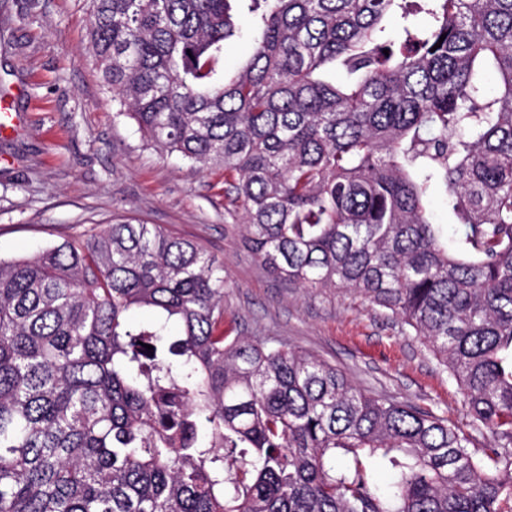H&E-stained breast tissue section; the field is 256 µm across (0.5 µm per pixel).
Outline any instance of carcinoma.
I'll list each match as a JSON object with an SVG mask.
<instances>
[{"instance_id":"cac0c4a2","label":"carcinoma","mask_w":512,"mask_h":512,"mask_svg":"<svg viewBox=\"0 0 512 512\" xmlns=\"http://www.w3.org/2000/svg\"><path fill=\"white\" fill-rule=\"evenodd\" d=\"M231 2L90 0L117 114L224 167L271 273L401 318L462 391L468 428L224 335V264L124 219L0 258V512H504L512 0H245L241 19ZM245 32L230 74L224 44ZM139 309L152 320L130 321ZM372 460L394 472L383 491Z\"/></svg>"}]
</instances>
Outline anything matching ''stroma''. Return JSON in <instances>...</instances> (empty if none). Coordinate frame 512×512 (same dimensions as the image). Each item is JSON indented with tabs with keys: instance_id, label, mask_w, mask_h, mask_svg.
Here are the masks:
<instances>
[{
	"instance_id": "stroma-1",
	"label": "stroma",
	"mask_w": 512,
	"mask_h": 512,
	"mask_svg": "<svg viewBox=\"0 0 512 512\" xmlns=\"http://www.w3.org/2000/svg\"><path fill=\"white\" fill-rule=\"evenodd\" d=\"M89 0H0V256H26L107 224L140 219L192 239L224 263V333L319 356L357 388L459 424L456 384L401 319L354 292L270 274L229 215L224 172L160 152L117 115L88 51Z\"/></svg>"
}]
</instances>
